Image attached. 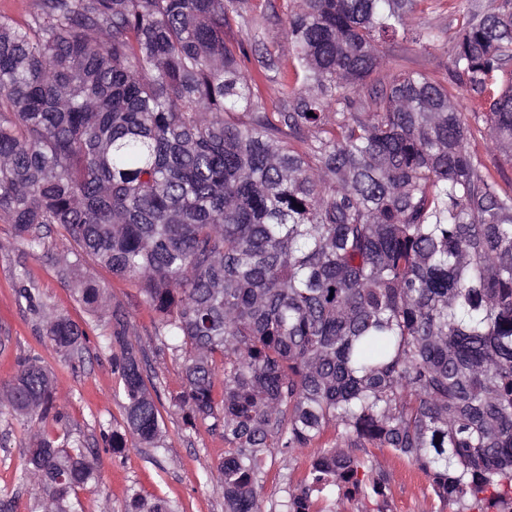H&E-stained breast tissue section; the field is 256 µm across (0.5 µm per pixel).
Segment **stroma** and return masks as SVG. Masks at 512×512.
Returning a JSON list of instances; mask_svg holds the SVG:
<instances>
[{"mask_svg": "<svg viewBox=\"0 0 512 512\" xmlns=\"http://www.w3.org/2000/svg\"><path fill=\"white\" fill-rule=\"evenodd\" d=\"M288 4L289 0H248V22L233 24V37L246 41L258 35L262 45L288 58L291 45L284 34ZM418 20L438 32V40L423 44L400 37L386 43L378 78L405 71L422 72L438 80L449 75L461 23L459 0H435L432 8L419 13ZM61 249L60 239L51 236L40 255L31 256L12 224L0 220V336L10 339L6 350L0 351V383L14 375L17 357L30 352L40 354L52 371L68 427L73 437L91 448L101 475L97 487L79 492V512H123L126 498L134 492L167 499L177 512H224V487L211 476L224 457L220 430L207 424L193 430L185 428L182 412L172 403L180 390V363L169 350L160 349L154 315L143 305L134 284L112 278L89 259L83 264V275L101 284L107 305H122L129 314L131 339L144 349L148 373L158 384L156 401L164 422L160 451L130 447L112 454L103 449L100 432L122 427L126 401L119 378L112 371V354L99 345L105 322L91 319L76 302L71 283L58 275ZM22 269L38 284L54 311L84 327L87 339L81 357L68 359L40 342L26 304L16 293L14 275ZM26 446L20 422L0 421V503H10V512H29L33 503L19 479ZM310 459L306 449L289 458H266L264 512L287 498L289 484L303 478ZM379 459L388 474L389 512H434L425 477H414L413 466L403 458L384 452Z\"/></svg>", "mask_w": 512, "mask_h": 512, "instance_id": "1", "label": "stroma"}]
</instances>
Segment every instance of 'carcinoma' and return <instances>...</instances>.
I'll list each match as a JSON object with an SVG mask.
<instances>
[{"label": "carcinoma", "instance_id": "cac0c4a2", "mask_svg": "<svg viewBox=\"0 0 512 512\" xmlns=\"http://www.w3.org/2000/svg\"><path fill=\"white\" fill-rule=\"evenodd\" d=\"M422 2L289 0L292 60L257 51L252 71L227 39L247 0L0 13V219L32 256L52 233L70 245L59 273L94 319L103 288L84 258L137 284L180 360L186 425L222 429L224 512H262L264 458L303 448L280 512L366 498L387 512L375 448L428 477L438 512H512V192L469 150L480 134L512 160V0L463 11L451 81L372 79L386 40L436 38ZM268 71L280 112L258 92ZM459 86L483 116L461 111ZM15 279L42 340L79 351L85 330ZM101 341L126 399L102 444L163 447L122 306ZM33 415L31 512H77L99 471L39 354L0 385V418ZM125 512L175 510L134 492Z\"/></svg>", "mask_w": 512, "mask_h": 512}]
</instances>
